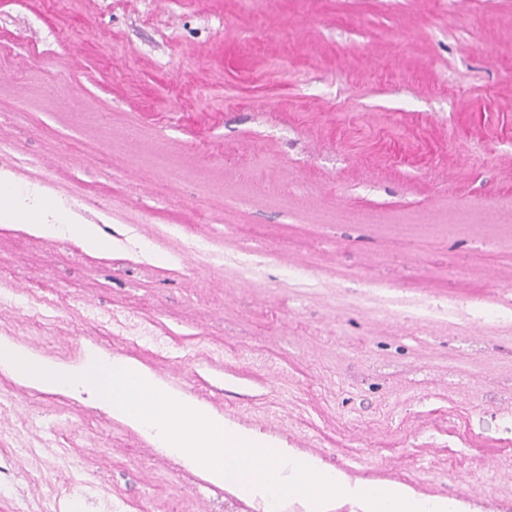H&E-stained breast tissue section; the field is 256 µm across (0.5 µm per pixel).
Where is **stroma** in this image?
I'll return each instance as SVG.
<instances>
[{
  "mask_svg": "<svg viewBox=\"0 0 512 512\" xmlns=\"http://www.w3.org/2000/svg\"><path fill=\"white\" fill-rule=\"evenodd\" d=\"M0 140V174L109 242L0 228V336L64 364L131 359L284 447L317 442L354 481L471 512H494L493 488L512 500V330L342 313L337 288L359 282L282 280L310 259L442 306L512 302V267L477 260L512 225V0H0ZM189 238L278 263L237 281ZM151 449L86 395L0 373V512L52 492L200 512L213 482Z\"/></svg>",
  "mask_w": 512,
  "mask_h": 512,
  "instance_id": "stroma-1",
  "label": "stroma"
}]
</instances>
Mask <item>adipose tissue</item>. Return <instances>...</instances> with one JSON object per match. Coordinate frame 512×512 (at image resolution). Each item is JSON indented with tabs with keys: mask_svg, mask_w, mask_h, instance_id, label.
<instances>
[{
	"mask_svg": "<svg viewBox=\"0 0 512 512\" xmlns=\"http://www.w3.org/2000/svg\"><path fill=\"white\" fill-rule=\"evenodd\" d=\"M0 227L22 229L40 238L70 239L90 254L108 246L97 225L64 223L56 204L8 178L0 182Z\"/></svg>",
	"mask_w": 512,
	"mask_h": 512,
	"instance_id": "adipose-tissue-1",
	"label": "adipose tissue"
}]
</instances>
